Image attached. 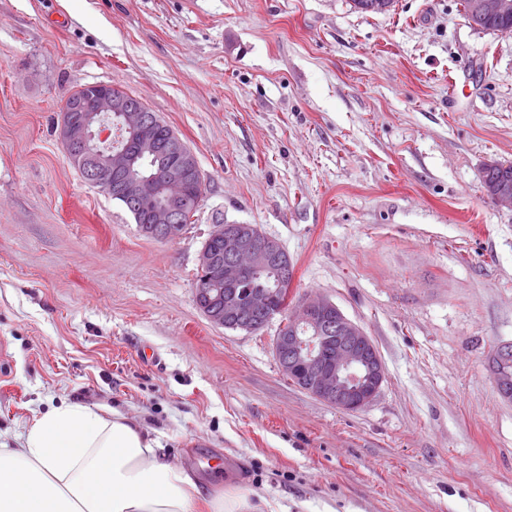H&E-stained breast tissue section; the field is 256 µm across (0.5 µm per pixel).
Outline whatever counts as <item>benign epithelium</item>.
Wrapping results in <instances>:
<instances>
[{
    "label": "benign epithelium",
    "instance_id": "benign-epithelium-1",
    "mask_svg": "<svg viewBox=\"0 0 512 512\" xmlns=\"http://www.w3.org/2000/svg\"><path fill=\"white\" fill-rule=\"evenodd\" d=\"M512 15V0H474L467 22L482 28L489 20ZM88 104L61 108L58 136L68 158L86 171L89 182L103 192H115L149 212L151 223L142 232L174 241L182 224L186 194H204V180L192 151L175 137L160 142L148 134V107L105 83L87 86ZM125 130L134 149L112 147V124ZM488 196L512 209V178L486 185ZM198 257L200 282L195 302L217 326L233 324L253 331L287 312L288 322L273 342L281 373L303 390L343 411L371 404L385 380L384 364L364 328L348 319L329 298L310 294L279 303L294 275L276 239L252 224H217ZM274 277L275 287L254 284L259 272ZM500 396L512 400V374L493 372Z\"/></svg>",
    "mask_w": 512,
    "mask_h": 512
}]
</instances>
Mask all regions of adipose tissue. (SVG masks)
Wrapping results in <instances>:
<instances>
[{
    "mask_svg": "<svg viewBox=\"0 0 512 512\" xmlns=\"http://www.w3.org/2000/svg\"><path fill=\"white\" fill-rule=\"evenodd\" d=\"M117 411L64 402L0 445V512H197L201 491Z\"/></svg>",
    "mask_w": 512,
    "mask_h": 512,
    "instance_id": "obj_1",
    "label": "adipose tissue"
}]
</instances>
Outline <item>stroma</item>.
I'll use <instances>...</instances> for the list:
<instances>
[{
  "mask_svg": "<svg viewBox=\"0 0 512 512\" xmlns=\"http://www.w3.org/2000/svg\"><path fill=\"white\" fill-rule=\"evenodd\" d=\"M139 96L205 183L185 234L144 237L69 163L81 86ZM512 34L459 0H0V441L61 401L157 434L204 497L288 512H512ZM217 224H255L328 296L386 379L336 409L279 371L273 338L195 304ZM220 454L221 464L203 457ZM488 196L499 206L512 209V178L500 177L492 184L486 185ZM512 357L511 343H505L499 346L498 361L503 366ZM508 372L501 367L493 372L495 385L500 396L505 400H512V359L506 368ZM511 373V374H510Z\"/></svg>",
  "mask_w": 512,
  "mask_h": 512,
  "instance_id": "35a3bbf8",
  "label": "stroma"
}]
</instances>
